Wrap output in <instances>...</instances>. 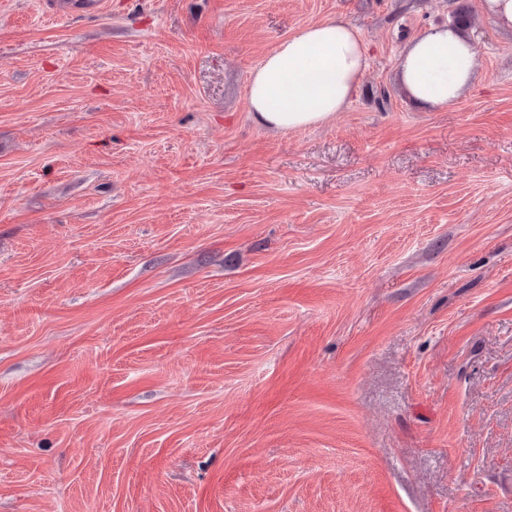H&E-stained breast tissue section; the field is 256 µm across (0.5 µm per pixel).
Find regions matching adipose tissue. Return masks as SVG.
Instances as JSON below:
<instances>
[{
	"mask_svg": "<svg viewBox=\"0 0 512 512\" xmlns=\"http://www.w3.org/2000/svg\"><path fill=\"white\" fill-rule=\"evenodd\" d=\"M368 66L361 34L349 23H312L281 42L253 72L248 107L275 132L326 122L356 94ZM401 78L411 99L442 108L456 102L472 83V43L447 25L431 26L404 50Z\"/></svg>",
	"mask_w": 512,
	"mask_h": 512,
	"instance_id": "obj_1",
	"label": "adipose tissue"
}]
</instances>
